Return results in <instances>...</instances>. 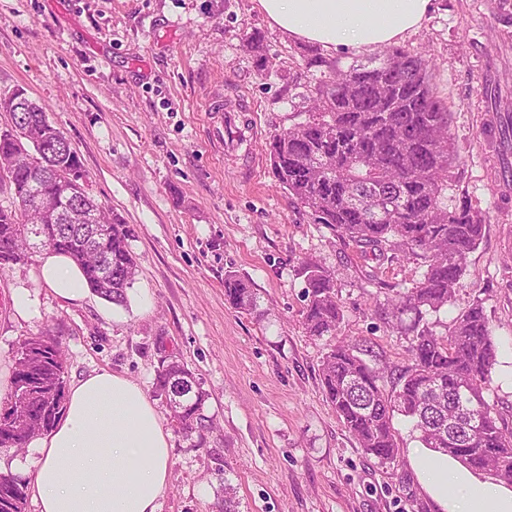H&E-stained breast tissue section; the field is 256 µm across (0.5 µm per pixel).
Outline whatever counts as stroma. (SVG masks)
Segmentation results:
<instances>
[{"label":"stroma","instance_id":"stroma-1","mask_svg":"<svg viewBox=\"0 0 512 512\" xmlns=\"http://www.w3.org/2000/svg\"><path fill=\"white\" fill-rule=\"evenodd\" d=\"M498 0H435L402 40L426 54L458 163L444 207L486 212L489 230L467 256L456 301L425 320L446 334L460 308L480 301L497 344L488 392L512 415V195L499 192L483 150L491 95L512 100V26L492 24ZM318 46L271 27L256 0H0V92L24 88L77 151L95 200L129 224L137 258L125 305L95 293L58 298L36 278L40 255L0 267V367L22 341L51 330L65 380L93 371L151 390L174 352L209 394L216 428L204 447L171 437L159 512H441L412 465L420 443L395 416L400 454L384 465L362 452L322 392L327 339L302 324L300 273L334 271L340 336L366 342L368 363L405 365L410 336L386 321L385 285L411 287L423 268L396 253L362 256L313 221L279 188L269 139L308 113ZM245 279L249 314L224 298ZM27 289L29 318L12 295ZM226 301L241 313H249L257 306V297L249 284L236 275L224 279Z\"/></svg>","mask_w":512,"mask_h":512}]
</instances>
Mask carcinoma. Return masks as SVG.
<instances>
[{
    "mask_svg": "<svg viewBox=\"0 0 512 512\" xmlns=\"http://www.w3.org/2000/svg\"><path fill=\"white\" fill-rule=\"evenodd\" d=\"M306 68L319 73L310 87L309 117L276 134L269 143L273 177L319 224L340 231L360 252L400 251L421 260L424 271L412 287L390 300L391 319L403 328L412 316L409 363L391 367L389 381L369 367L367 352L357 341L338 337L344 320L336 297L333 274L307 261L303 264V326L316 339L329 336L320 364V381L344 428L360 448L391 464L400 454L395 414L413 423L423 447L486 472L495 481L512 486V423L498 405L489 401L497 348L484 307L473 302L453 319L448 334L437 335L423 324L424 316L453 302L466 257L482 241L487 216L464 206L455 211L441 206L456 153L448 138V107L436 95L428 60L402 48L366 62L304 58ZM21 100L9 113L11 124L43 128L48 136L36 146L23 147L18 138L0 136V177L12 195V205L0 206V266L16 264L31 249L65 254L76 260L91 290L122 305L137 272L129 248L132 229L114 216L102 239L87 227L61 216L31 208L42 195L77 202L107 220L105 211L89 194L64 178L83 169L77 152L63 133L47 125L42 106L20 92ZM43 160L45 172L34 178L25 149ZM226 301L241 313L257 306L249 284L236 275L224 279ZM44 361L28 365L16 359L13 388L38 379L44 389L57 388L54 406L65 404V367L59 342L43 346ZM479 406L475 436L466 425L469 407L448 423V407L461 391ZM153 392L166 400L171 417L179 422L174 432L196 436L204 445L214 430L206 413L208 393L195 373L180 358H162L155 372ZM32 420L14 448L28 446L42 430L40 418L48 413L45 399L32 395L22 405Z\"/></svg>",
    "mask_w": 512,
    "mask_h": 512,
    "instance_id": "carcinoma-1",
    "label": "carcinoma"
}]
</instances>
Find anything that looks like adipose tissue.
I'll return each mask as SVG.
<instances>
[{"instance_id":"ef3b65f1","label":"adipose tissue","mask_w":512,"mask_h":512,"mask_svg":"<svg viewBox=\"0 0 512 512\" xmlns=\"http://www.w3.org/2000/svg\"><path fill=\"white\" fill-rule=\"evenodd\" d=\"M271 27L328 52L366 53L417 31L435 0H257ZM38 279L62 299L87 295L81 268L50 254ZM171 434L144 389L108 371L74 381L55 426L32 446L39 459H0L24 474L39 512H157L168 488ZM413 466L444 512H512V488L490 485L454 459Z\"/></svg>"}]
</instances>
